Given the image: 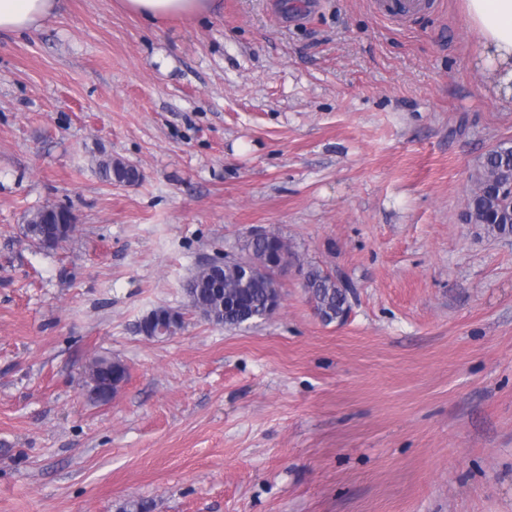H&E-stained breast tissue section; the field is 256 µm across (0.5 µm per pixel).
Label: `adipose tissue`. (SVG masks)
<instances>
[{
	"instance_id": "ef3b65f1",
	"label": "adipose tissue",
	"mask_w": 512,
	"mask_h": 512,
	"mask_svg": "<svg viewBox=\"0 0 512 512\" xmlns=\"http://www.w3.org/2000/svg\"><path fill=\"white\" fill-rule=\"evenodd\" d=\"M58 5L59 0H0V31L36 30L56 13ZM121 7L159 23L208 14L213 0H121ZM464 11L479 36L480 58L496 94L512 98V0H464Z\"/></svg>"
}]
</instances>
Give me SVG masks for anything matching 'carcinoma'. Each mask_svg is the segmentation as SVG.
<instances>
[{"label": "carcinoma", "mask_w": 512, "mask_h": 512, "mask_svg": "<svg viewBox=\"0 0 512 512\" xmlns=\"http://www.w3.org/2000/svg\"><path fill=\"white\" fill-rule=\"evenodd\" d=\"M101 178L109 183L133 185L140 179L136 166L122 161L105 160L99 163ZM474 186L466 198L470 223L483 224L494 237L512 235V142L495 146L481 161L473 175ZM68 213L51 206L35 211L28 218L25 235L42 244L56 237L59 225L66 223ZM244 247L252 251L256 270L249 277L239 275L233 267L214 273L205 265L187 281L191 308L209 309L216 313L214 324L229 328L248 326L265 319L272 290L279 287L277 272L272 266L276 252L292 255L288 243L279 235L261 243ZM314 310L326 323L336 321V315L349 309L346 289L321 267H307L305 286ZM87 383L95 385L93 399L106 401L112 396V383L127 378V368L105 355L94 356L85 366Z\"/></svg>", "instance_id": "carcinoma-1"}]
</instances>
